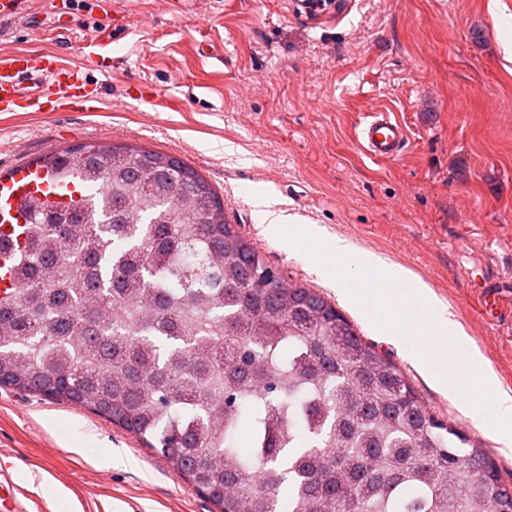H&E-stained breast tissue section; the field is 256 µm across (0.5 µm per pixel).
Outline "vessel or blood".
Wrapping results in <instances>:
<instances>
[{"instance_id": "obj_1", "label": "vessel or blood", "mask_w": 512, "mask_h": 512, "mask_svg": "<svg viewBox=\"0 0 512 512\" xmlns=\"http://www.w3.org/2000/svg\"><path fill=\"white\" fill-rule=\"evenodd\" d=\"M33 0H0V22L27 21ZM83 66L55 53L0 54V112H21L30 107L43 112H95L104 99L102 84L90 81ZM408 139L406 127L388 113L366 120L358 140L372 159L396 158ZM65 183L42 164L17 162L0 174V227L20 229L26 218L19 202L35 196L52 204L69 202ZM28 495L12 471L0 468V512H30Z\"/></svg>"}]
</instances>
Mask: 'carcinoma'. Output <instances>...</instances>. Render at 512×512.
I'll list each match as a JSON object with an SVG mask.
<instances>
[{
  "instance_id": "obj_1",
  "label": "carcinoma",
  "mask_w": 512,
  "mask_h": 512,
  "mask_svg": "<svg viewBox=\"0 0 512 512\" xmlns=\"http://www.w3.org/2000/svg\"><path fill=\"white\" fill-rule=\"evenodd\" d=\"M97 187L22 203L0 234V385L133 433L218 512H512L484 448L316 292L281 276L180 159L119 145L44 156Z\"/></svg>"
}]
</instances>
